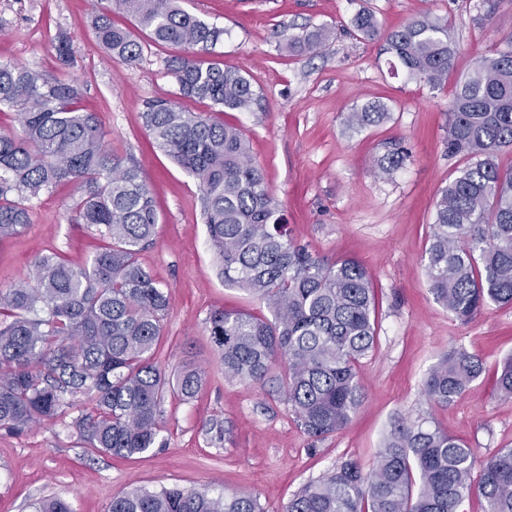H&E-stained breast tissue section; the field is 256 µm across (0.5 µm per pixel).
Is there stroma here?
<instances>
[{"label":"stroma","instance_id":"obj_1","mask_svg":"<svg viewBox=\"0 0 512 512\" xmlns=\"http://www.w3.org/2000/svg\"><path fill=\"white\" fill-rule=\"evenodd\" d=\"M481 5L184 0L189 12L224 28L219 61L240 69L260 96L254 111L225 119L246 134L294 237L313 256L358 260L372 279L377 342L358 371L363 403L342 431L314 443L266 388L225 379L207 331L215 309L259 316L268 310L225 286L207 243L197 179L156 148L143 126L148 101L176 96L165 61L177 47L153 44L130 16L114 11L113 21L135 30L144 46L142 58L128 64L98 44L89 0H0V61L76 82L83 107L97 114L113 149L142 169L158 226L139 260L169 303L159 362L172 372L191 365L205 376L193 398H167L160 446L132 459L85 448L58 423L22 434L0 430V512H34V503L50 496L67 499L73 512H107L113 497L135 487L248 492L264 512H284L303 485L342 462L370 468L393 417L407 413H432L481 461L512 445V399L494 386L499 363L512 354V306L490 304L460 322L435 300L425 272L433 203L468 162L448 153L454 86L477 55L512 37V0H501L483 22L477 19ZM363 9L374 12L385 32L426 14L447 18L458 48L447 86L434 93L392 75L382 40L359 37L351 26ZM287 27H325L330 35L317 55L294 57L283 48ZM62 36L71 52L66 67L55 50ZM371 102L387 106L390 121L348 130L343 113ZM394 141L409 157L385 175L376 161ZM70 192L61 186L42 195L33 224L0 242V288L24 278L37 255L55 252L81 265L100 248L95 232L70 223ZM458 348L478 355L484 372L454 404L429 407L423 380L443 354ZM212 419L223 421V441L204 435L202 426Z\"/></svg>","mask_w":512,"mask_h":512}]
</instances>
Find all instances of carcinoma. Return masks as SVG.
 I'll use <instances>...</instances> for the list:
<instances>
[{
  "label": "carcinoma",
  "instance_id": "obj_1",
  "mask_svg": "<svg viewBox=\"0 0 512 512\" xmlns=\"http://www.w3.org/2000/svg\"><path fill=\"white\" fill-rule=\"evenodd\" d=\"M98 43L112 56L138 60L143 47L112 22V10L134 18L156 44L182 53L166 59L178 95L208 112L173 100L153 101L144 125L158 148L199 181L203 221L224 285L262 301L270 317L240 310L210 312L207 330L224 378L271 381L312 441L343 430L363 402L361 360L374 348L375 296L356 260L314 257L291 235L268 190L245 133L226 112H251L258 95L236 68L211 60L224 29L183 9L180 0H96ZM353 27L380 35L375 15L360 11ZM384 35L385 50L408 79L440 91L458 48L448 19L423 16ZM321 29L286 34L296 56L317 52ZM72 81L0 62V106L17 110L19 132L0 135V241L33 223V200L61 184L76 197L71 222L107 240L90 262L72 265L55 253L34 258L29 275L0 288V430L23 433L59 422L85 447L130 458L156 446L167 393L190 397L198 369L171 379L156 360L168 298L138 260L156 234L158 217L139 166L112 151L94 112L78 105ZM359 131L391 113L367 104L342 113ZM512 147V38L473 62L448 107V152L469 163L434 205L426 275L435 299L460 321L485 305L512 304V171L498 154ZM408 153L398 147L378 159L391 174ZM483 373L475 355L452 350L427 373L422 393L433 406L455 403ZM496 388L512 397V355L500 363ZM78 416L67 421L72 411ZM478 494L483 512H512V447L481 464L474 452L429 417L398 418L372 467L353 460L306 484L285 512H459ZM36 512H72L57 497ZM108 512H263L241 492L135 488L112 498Z\"/></svg>",
  "mask_w": 512,
  "mask_h": 512
}]
</instances>
